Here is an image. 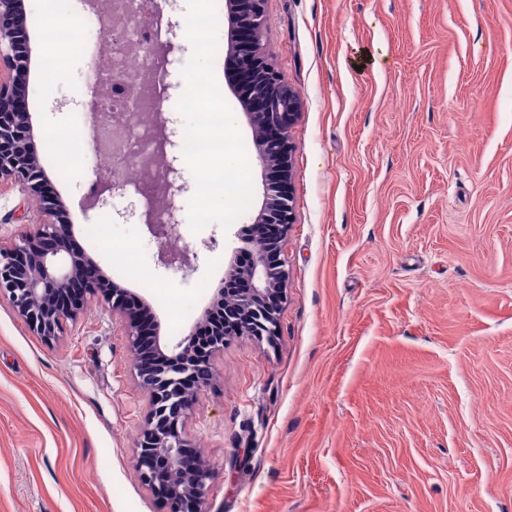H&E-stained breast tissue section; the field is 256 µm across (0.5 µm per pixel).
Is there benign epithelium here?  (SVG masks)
<instances>
[{"label":"benign epithelium","mask_w":512,"mask_h":512,"mask_svg":"<svg viewBox=\"0 0 512 512\" xmlns=\"http://www.w3.org/2000/svg\"><path fill=\"white\" fill-rule=\"evenodd\" d=\"M266 0H225L228 14L242 33V47L229 57L230 65L246 79L238 92L250 116L254 134L264 141V161L277 174L266 184L262 213L255 219L257 238L250 263L242 268L229 262L225 276L247 282L238 291L233 305L224 304V289H217V302L224 315L245 316L236 336H275L278 334L281 299L288 278L286 262L272 263L267 228L275 225L287 231L293 220V193L288 157L292 151L289 129L301 108L299 94L283 81L274 67L260 55L265 26ZM24 0H0V185L9 184L21 194L20 204L3 219L7 224L26 217L29 207H38L41 219L33 231L0 244V297L8 296L29 329L49 343L62 335L64 324L75 320L92 302L112 310V317L127 338L140 385L148 391L150 412L138 442L136 468L140 481L164 505L166 512H209L206 490L212 471L200 457L188 459L182 421L214 376L213 362L224 349V339L209 349L206 364L198 366L191 351V336L169 348H146L144 317L151 307L144 300L134 301L130 293L117 286L103 294L100 279L88 275V257L65 248L70 237L66 206L50 191L51 180L40 162L31 115L27 110V75L31 66L29 34L24 19ZM154 22L170 37L152 52L150 64L139 72L112 66L97 79L82 103L90 118L89 134H94L97 111L112 83L156 85L159 75L183 47L175 41L172 20L158 12ZM155 149L144 158L153 171L159 204L139 200L140 191L128 197L125 215L138 217L161 254L168 269H191V250L173 252L168 242L180 237L182 198L188 191L180 162V141L173 120L165 112L151 116ZM118 179L98 178L89 193L90 207L108 203L117 193L127 194Z\"/></svg>","instance_id":"benign-epithelium-1"}]
</instances>
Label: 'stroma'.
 <instances>
[{"label":"stroma","instance_id":"obj_1","mask_svg":"<svg viewBox=\"0 0 512 512\" xmlns=\"http://www.w3.org/2000/svg\"><path fill=\"white\" fill-rule=\"evenodd\" d=\"M24 3L27 107L72 243L175 345L211 306L269 178L224 67L225 0L216 81L254 199L229 229L182 226L197 253L186 274L159 263L137 219L86 208L102 171L78 123L97 50L73 44L48 73L39 49L50 23L88 11ZM266 18L263 56L301 97L288 280L279 336L228 338L182 424L213 470L208 508L512 512V0H267ZM64 134L86 165L53 164ZM174 300L189 308L176 322ZM149 408L109 308L92 304L51 345L0 298V512H161L135 467Z\"/></svg>","mask_w":512,"mask_h":512}]
</instances>
